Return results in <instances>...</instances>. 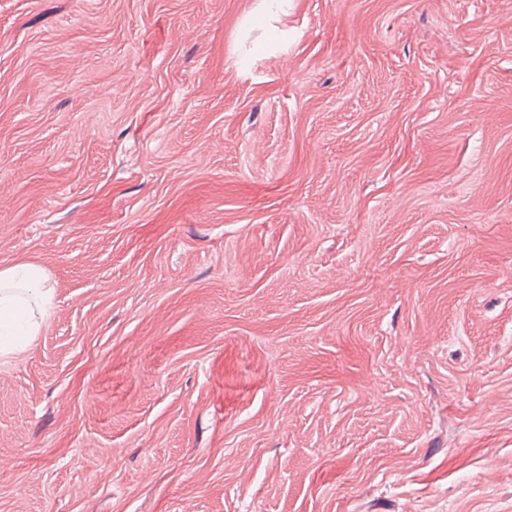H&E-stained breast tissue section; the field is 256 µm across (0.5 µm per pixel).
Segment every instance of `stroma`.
<instances>
[{
	"label": "stroma",
	"mask_w": 512,
	"mask_h": 512,
	"mask_svg": "<svg viewBox=\"0 0 512 512\" xmlns=\"http://www.w3.org/2000/svg\"><path fill=\"white\" fill-rule=\"evenodd\" d=\"M0 512H512V0H0ZM48 275L32 263H19L0 268V333L12 327L19 316L26 318L20 344L4 345L0 354L20 352L28 341L38 335L40 324L52 300ZM38 313V315H37Z\"/></svg>",
	"instance_id": "obj_1"
}]
</instances>
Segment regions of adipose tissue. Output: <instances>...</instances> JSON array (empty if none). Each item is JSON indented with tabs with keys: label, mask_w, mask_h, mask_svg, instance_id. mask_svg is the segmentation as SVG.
Returning <instances> with one entry per match:
<instances>
[{
	"label": "adipose tissue",
	"mask_w": 512,
	"mask_h": 512,
	"mask_svg": "<svg viewBox=\"0 0 512 512\" xmlns=\"http://www.w3.org/2000/svg\"><path fill=\"white\" fill-rule=\"evenodd\" d=\"M52 300V288L44 269L32 263L0 268V330L25 317L26 338L37 336Z\"/></svg>",
	"instance_id": "obj_1"
}]
</instances>
